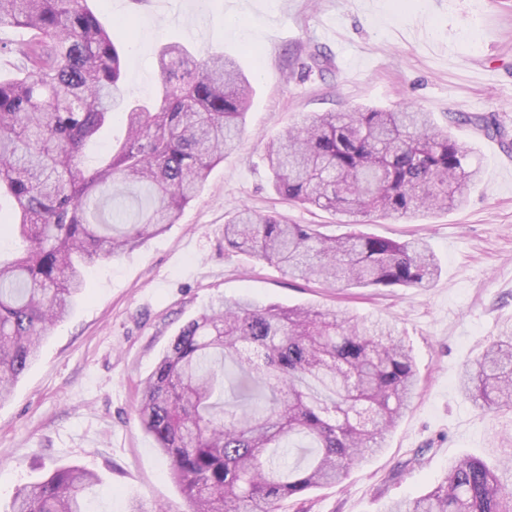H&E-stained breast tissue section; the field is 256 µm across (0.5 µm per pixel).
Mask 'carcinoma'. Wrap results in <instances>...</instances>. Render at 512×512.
Instances as JSON below:
<instances>
[{
  "label": "carcinoma",
  "instance_id": "obj_1",
  "mask_svg": "<svg viewBox=\"0 0 512 512\" xmlns=\"http://www.w3.org/2000/svg\"><path fill=\"white\" fill-rule=\"evenodd\" d=\"M1 26L26 38L0 41V53L20 60L0 77V192L15 202L8 223L24 242L13 259H0V401L85 294L86 269L176 223L238 146L251 92L235 59H197L172 43L158 55L155 100L129 101L120 51L88 0H0ZM119 111L125 139L85 167L86 146ZM459 119L497 130L488 116ZM468 156L408 103L313 115L266 150L284 201L355 224L461 203L480 175ZM133 189L144 191L146 206L129 215L109 209ZM224 243L290 279L338 288L426 289L441 272L424 240L330 236L248 207L225 222ZM417 383L411 352L386 320L240 298L180 328L142 381L138 417L191 512H281L285 500L341 481L380 451ZM458 383L486 411H512V326L461 366ZM501 452L498 467L452 461L427 493L386 512H512V448ZM98 481L57 467L18 491L12 512H85L84 493Z\"/></svg>",
  "mask_w": 512,
  "mask_h": 512
}]
</instances>
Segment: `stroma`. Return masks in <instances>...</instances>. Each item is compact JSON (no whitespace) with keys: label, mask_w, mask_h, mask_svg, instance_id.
<instances>
[{"label":"stroma","mask_w":512,"mask_h":512,"mask_svg":"<svg viewBox=\"0 0 512 512\" xmlns=\"http://www.w3.org/2000/svg\"><path fill=\"white\" fill-rule=\"evenodd\" d=\"M124 43L128 94L155 93L157 55L179 42L198 56L235 58L253 85L240 147L210 172L176 224L87 272L88 292L43 341L38 359L0 403V512L55 467L94 471L89 512H126L140 498L167 512L190 507L169 463L141 428L142 381L189 320L218 301L315 306L395 321L420 383L383 450L340 484L292 498L282 512H384L441 481L451 461L512 448V411L483 413L457 373L512 324V0H94ZM260 32L256 42L240 28ZM326 56L325 70L310 56ZM407 101L471 149L480 182L461 205L415 218H370L362 232L424 238L439 259L434 287L331 288L288 279L225 247L224 223L242 206L350 232L348 216L293 206L274 192L267 142L314 112ZM465 112L494 117L497 133L449 125Z\"/></svg>","instance_id":"stroma-1"}]
</instances>
